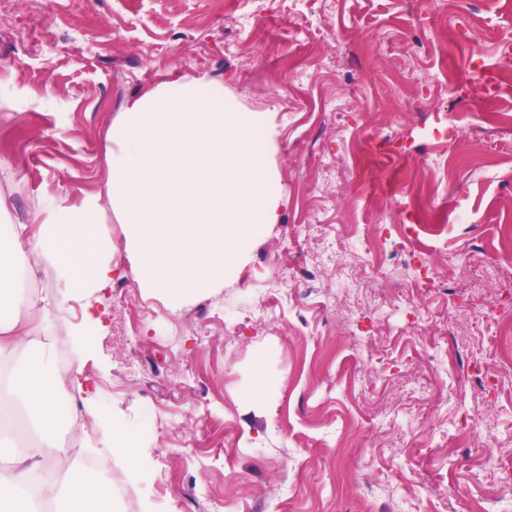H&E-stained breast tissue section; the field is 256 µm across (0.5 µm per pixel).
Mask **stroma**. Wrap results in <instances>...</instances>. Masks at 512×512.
Masks as SVG:
<instances>
[{"label": "stroma", "instance_id": "1", "mask_svg": "<svg viewBox=\"0 0 512 512\" xmlns=\"http://www.w3.org/2000/svg\"><path fill=\"white\" fill-rule=\"evenodd\" d=\"M425 24L423 0H0V226L36 232L47 201L98 193L113 119L164 81L222 84L273 128L280 221L257 226L221 287L178 303L143 288L110 211L112 284L64 303L72 324L104 309L103 327L80 353L55 315L37 331L47 355L61 340L82 358L61 400L92 394L81 454L127 490L108 512H470L512 495V368L492 311L512 292L496 251L512 93L462 103L448 80L501 65L512 0H470L410 59ZM393 224L426 250L395 234L364 264ZM116 422L138 434L137 461L100 447Z\"/></svg>", "mask_w": 512, "mask_h": 512}]
</instances>
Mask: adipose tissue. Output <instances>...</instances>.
<instances>
[{
  "instance_id": "ef3b65f1",
  "label": "adipose tissue",
  "mask_w": 512,
  "mask_h": 512,
  "mask_svg": "<svg viewBox=\"0 0 512 512\" xmlns=\"http://www.w3.org/2000/svg\"><path fill=\"white\" fill-rule=\"evenodd\" d=\"M266 136L263 113L226 107L223 88L202 79L161 83L113 120L104 197L78 208L49 201L33 218L36 234L22 224L0 234V358L27 357L10 375L9 390L34 436L0 468V512H40L63 498L75 512H101L108 497L104 481L76 471V449L59 438L69 423L59 401L62 377L36 351V338L17 330L21 315L42 304L37 292L19 286L20 263L35 257L68 290L106 288L111 269L100 255L108 246L101 233L108 208L126 226L147 287L177 302L220 285L255 225L279 221Z\"/></svg>"
}]
</instances>
